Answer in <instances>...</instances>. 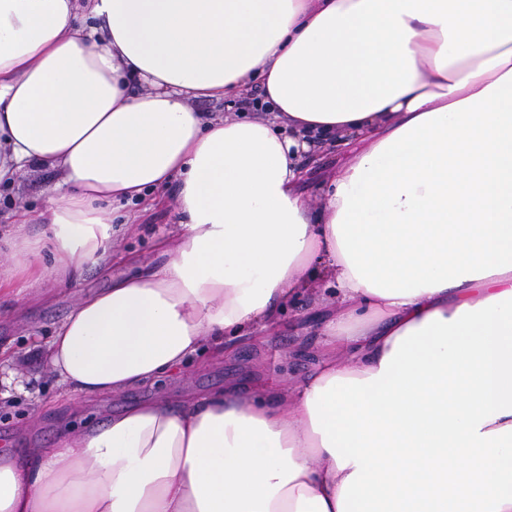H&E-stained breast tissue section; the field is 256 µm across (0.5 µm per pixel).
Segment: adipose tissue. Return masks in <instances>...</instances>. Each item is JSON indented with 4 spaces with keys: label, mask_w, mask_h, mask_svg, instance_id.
Masks as SVG:
<instances>
[{
    "label": "adipose tissue",
    "mask_w": 512,
    "mask_h": 512,
    "mask_svg": "<svg viewBox=\"0 0 512 512\" xmlns=\"http://www.w3.org/2000/svg\"><path fill=\"white\" fill-rule=\"evenodd\" d=\"M252 89L264 118L194 106ZM36 167L50 232L5 237L0 306L178 190L161 262L48 339L70 393L224 356L320 279L337 308L305 381L0 449V512H512V0H0V186ZM302 160L304 161L303 158ZM345 160L346 155L344 151L323 148L318 151L316 157L308 164L306 163L307 161H304L308 171L312 169L311 171L313 173L310 179H306L303 186L305 199L313 208L317 206L320 197L318 190L319 183L328 180L329 176Z\"/></svg>",
    "instance_id": "adipose-tissue-1"
}]
</instances>
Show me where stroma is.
I'll return each mask as SVG.
<instances>
[{"label":"stroma","mask_w":512,"mask_h":512,"mask_svg":"<svg viewBox=\"0 0 512 512\" xmlns=\"http://www.w3.org/2000/svg\"><path fill=\"white\" fill-rule=\"evenodd\" d=\"M55 177L49 172L27 176L19 189L0 190V232L10 228V214L18 207L27 208L31 222L27 233L42 232L38 218L45 206ZM175 222L173 208L142 213L137 223L129 225L115 247L138 257L145 264H156L161 256L156 248L158 237L168 234ZM126 265L115 262L108 267L87 266L75 281H50L29 289L7 312L0 314V349L26 348L32 334L53 335L68 316L79 297L110 288L114 278L127 274ZM335 307L334 299L313 306L300 298L263 336H240L233 340V352L220 361L202 360L167 379L160 386H140L111 397L81 396L62 392L55 384L46 362L33 360L30 370L37 377L39 393L0 400V448L10 447L18 454L28 448L53 443L61 425L79 430L99 424L127 406L165 398L171 404L190 394L222 391L225 383L266 384L273 381H299L315 369V355L320 348V322Z\"/></svg>","instance_id":"1"}]
</instances>
